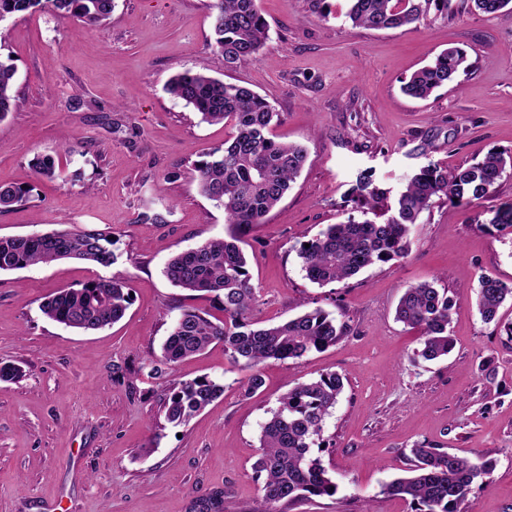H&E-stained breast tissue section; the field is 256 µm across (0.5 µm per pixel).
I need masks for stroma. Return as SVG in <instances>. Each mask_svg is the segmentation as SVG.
Returning a JSON list of instances; mask_svg holds the SVG:
<instances>
[{
	"label": "stroma",
	"mask_w": 512,
	"mask_h": 512,
	"mask_svg": "<svg viewBox=\"0 0 512 512\" xmlns=\"http://www.w3.org/2000/svg\"><path fill=\"white\" fill-rule=\"evenodd\" d=\"M208 4L115 0L96 25L47 7L0 22L17 95L0 121V185L32 189L29 202L0 212V236L105 229L117 256L108 267L60 261L0 273V362L22 369L0 381V512H193L214 492L224 512H249L262 425L289 388L329 373L344 391L312 454L338 489L283 512H415L382 487L407 476L410 450L422 445L493 458L460 512H512V306L496 324L476 305L480 275L512 281V233L487 223L512 199V178L468 204L436 202L404 257L345 282L311 283L297 257L327 225L362 220L363 170L394 192L430 162L453 169L492 150L512 155V11L487 16L450 0L447 16L430 12L421 28L370 30L346 22L345 0H259L269 38L256 60L229 70ZM455 46L472 65L461 87L425 100L402 92ZM186 71L248 85L281 112L275 138L307 150L283 200L242 236L255 319L318 307L348 326L323 351L267 361L264 386L249 396L240 387L247 371L220 345L170 378L148 375L183 308L220 312L163 273L173 254L230 231L191 172L232 128L201 122L167 92ZM39 155L58 158L61 176L36 179ZM115 274L131 305L111 327L83 333L41 314L52 291ZM424 281L455 300L454 348L433 362L416 357L417 332L395 320L405 288ZM204 376L223 382V396L188 423H167L169 380Z\"/></svg>",
	"instance_id": "obj_1"
}]
</instances>
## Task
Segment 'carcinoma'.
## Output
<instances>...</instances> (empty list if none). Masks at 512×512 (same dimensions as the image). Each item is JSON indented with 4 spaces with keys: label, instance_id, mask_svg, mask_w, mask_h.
Returning <instances> with one entry per match:
<instances>
[{
    "label": "carcinoma",
    "instance_id": "obj_1",
    "mask_svg": "<svg viewBox=\"0 0 512 512\" xmlns=\"http://www.w3.org/2000/svg\"><path fill=\"white\" fill-rule=\"evenodd\" d=\"M345 17L352 25L371 30L417 29L430 9L448 15V0H347ZM46 4L88 24L107 19L114 0H0V21ZM471 8L495 15L512 7V0H470ZM215 45L230 69L252 60L268 39V24L258 0H210ZM467 54L461 48L442 51L428 66L414 73L402 91L417 99L454 81L467 72ZM15 69L0 60V121L17 105L13 90ZM167 91L192 107L207 123H231L233 132L224 147L206 153L193 167V181L202 195L224 209L225 223L234 228L229 238L208 240L173 256L164 275L176 287L213 295L224 319L198 309L181 311L161 346L151 372L166 375L184 359L212 344L224 345V354L250 371L242 384L246 394L263 386L261 366L269 360H300L312 351L333 346L347 333L345 324L320 308L284 322L258 325L252 318L256 291L239 246V232L262 223L285 196L300 174L306 149L276 141L273 126L281 113L252 88L227 83L204 73L185 72L171 78ZM39 179L58 175L59 163L52 156L33 159ZM512 177V155L490 151L480 161L448 171L434 162L407 177L392 204L377 219H348L330 224L300 244L297 255L305 277L325 286L346 281L378 262L400 258L409 249L410 235L422 214L435 200L467 204L496 191ZM358 197L376 211L387 200L388 191L374 185L367 170L357 177ZM32 188L0 185V211L29 200ZM488 223L499 229L512 228V202L492 211ZM310 247H305V244ZM112 235L98 230H54L48 234L0 236V272L47 265L60 260H82L101 266L115 262ZM512 305V283L483 274L479 277L477 307L486 323L499 322L500 310ZM131 299L126 281L120 277L91 280L77 288L52 293L40 305L42 314L67 327L97 331L121 320ZM453 298L448 290L424 282L408 286L396 307V320L420 332L416 356L424 361L445 358L453 348L448 333ZM344 390L343 378L330 373L302 381L280 399L271 417L262 425L260 453L253 464L260 481V494L252 512H278L281 503L311 497L333 496L337 487L321 460L311 455L313 438L321 435ZM224 394V384L208 377L170 383L163 400L167 422L184 424ZM410 476L383 485L382 492L408 499L417 512H460L475 479L491 472L494 460L474 459L442 448L411 449Z\"/></svg>",
    "mask_w": 512,
    "mask_h": 512
}]
</instances>
